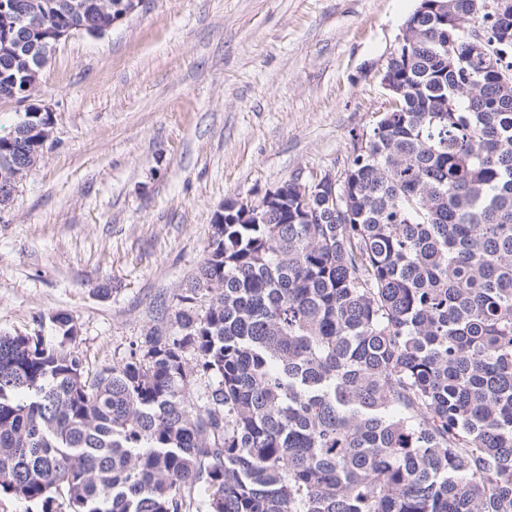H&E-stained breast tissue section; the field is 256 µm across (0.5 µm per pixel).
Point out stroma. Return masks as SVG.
Segmentation results:
<instances>
[{"instance_id": "obj_1", "label": "stroma", "mask_w": 512, "mask_h": 512, "mask_svg": "<svg viewBox=\"0 0 512 512\" xmlns=\"http://www.w3.org/2000/svg\"><path fill=\"white\" fill-rule=\"evenodd\" d=\"M418 0H143L61 42L53 133L0 211V334L75 321L89 370L169 324L229 199L347 167Z\"/></svg>"}]
</instances>
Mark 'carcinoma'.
Listing matches in <instances>:
<instances>
[{
	"mask_svg": "<svg viewBox=\"0 0 512 512\" xmlns=\"http://www.w3.org/2000/svg\"><path fill=\"white\" fill-rule=\"evenodd\" d=\"M54 27L87 15L36 0ZM418 11L408 86L353 153L336 215L211 224L175 329L86 372L38 331L0 334V497L37 512H512V12ZM495 41L483 64L470 32ZM24 25L0 18V40ZM25 60L0 58V101ZM45 112L0 136V175ZM197 375L213 380L191 398Z\"/></svg>",
	"mask_w": 512,
	"mask_h": 512,
	"instance_id": "carcinoma-1",
	"label": "carcinoma"
}]
</instances>
